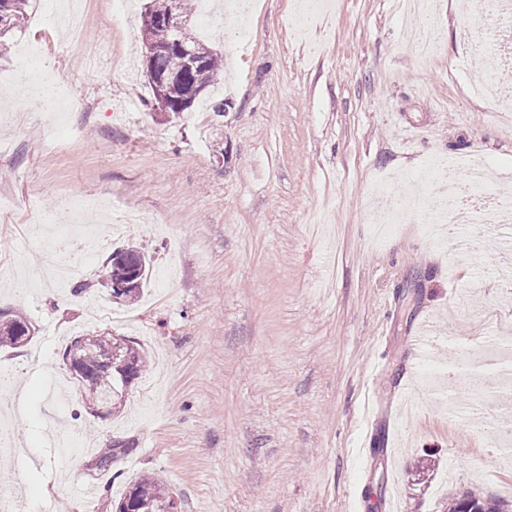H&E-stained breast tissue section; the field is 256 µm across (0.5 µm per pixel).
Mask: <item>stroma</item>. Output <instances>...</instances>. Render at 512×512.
<instances>
[{"label": "stroma", "instance_id": "35a3bbf8", "mask_svg": "<svg viewBox=\"0 0 512 512\" xmlns=\"http://www.w3.org/2000/svg\"><path fill=\"white\" fill-rule=\"evenodd\" d=\"M84 0L83 35L58 29L62 0H29L21 29L0 39V270L29 214L78 197L86 293L39 278L53 238L30 244L16 276L0 279V311L35 333L0 350V491L20 512H115L139 476L160 478L182 512H445L471 491L512 505V362L468 352L512 349V245L460 229L443 242L428 212L403 223L395 202L417 187L437 196L456 158L481 157L512 188V117L472 95L480 54L466 33L493 18L469 0H208L192 34L224 56V75L191 113L158 109L148 83L141 14ZM39 47V72L65 83L46 118L19 73ZM223 99L215 116L210 107ZM136 223L106 233L115 204ZM144 248L151 285L113 303L99 284L117 247ZM434 328L418 350L415 330ZM78 331L138 343L149 369L120 412L94 414L61 350ZM382 362L377 420L365 427L364 384ZM395 432L388 453L359 455ZM129 446L104 470L114 443ZM91 484L79 496L76 483Z\"/></svg>", "mask_w": 512, "mask_h": 512}]
</instances>
